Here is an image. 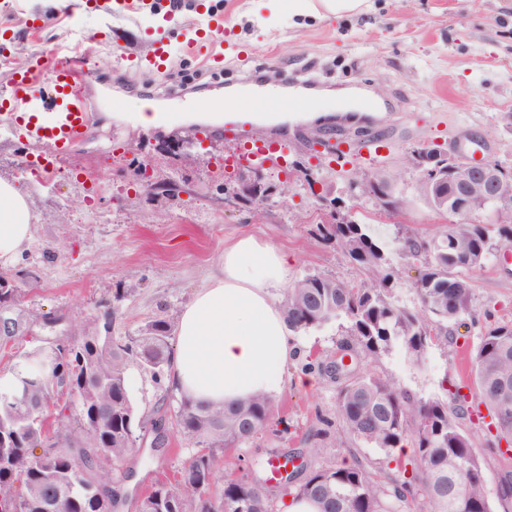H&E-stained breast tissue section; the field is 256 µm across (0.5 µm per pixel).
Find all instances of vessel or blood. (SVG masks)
Masks as SVG:
<instances>
[{
    "mask_svg": "<svg viewBox=\"0 0 512 512\" xmlns=\"http://www.w3.org/2000/svg\"><path fill=\"white\" fill-rule=\"evenodd\" d=\"M170 56L169 43L159 36L152 40L145 61L160 71L166 69ZM82 81L79 62L66 53L55 55L50 62L43 56H34L29 66L16 71L12 77L11 90L5 98L9 116L24 138L47 145L46 164L66 157L75 140L85 132L91 103L82 90ZM242 97L264 113H286L296 104L288 94L266 90L245 78L226 94L224 110L234 111ZM287 149V143L282 141L273 145L259 139L249 144L253 159L263 163H278L285 158Z\"/></svg>",
    "mask_w": 512,
    "mask_h": 512,
    "instance_id": "obj_1",
    "label": "vessel or blood"
}]
</instances>
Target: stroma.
Returning a JSON list of instances; mask_svg holds the SVG:
<instances>
[{"mask_svg":"<svg viewBox=\"0 0 512 512\" xmlns=\"http://www.w3.org/2000/svg\"><path fill=\"white\" fill-rule=\"evenodd\" d=\"M177 20L158 12L115 14L77 0H0V91L35 53L65 49L88 57L84 88L91 100L118 98V108L97 107L85 134L70 149L54 189L22 178L25 160L42 147L10 129L0 116V178L25 194L34 214L32 238L5 271L21 297L7 317L18 330L0 339V372L25 355L78 335L81 321L111 312L112 333L135 332L160 306L173 315L217 271L225 245L253 234L292 258L291 278L309 271L355 280L359 272L333 244L313 231L327 205L343 206L368 222L385 252L397 246L399 224L433 233L446 222L419 196L417 172L408 164L414 147L447 149L461 141L464 153L512 166V0H374L370 11L345 18H289L274 0H220L224 30L213 35L223 53L220 69L187 56L183 39L207 27L209 17L185 0ZM172 47L166 71L126 65L121 54L146 55L152 32ZM201 75L198 94L162 98L181 79ZM262 75L276 90L297 98L288 121L264 117L225 120L215 104L244 75ZM156 93L164 121L142 129L136 119L141 88ZM377 100V112L346 109L354 93ZM288 141V165L262 166L269 198L256 206L237 174L224 170V156L256 139ZM148 168L169 192L148 190L135 175ZM383 171L395 177L407 206L400 218L379 214L374 200L347 191L349 174ZM472 304L479 323L459 326L448 346L429 348L421 359L394 348L374 363L417 397L446 399L468 385L467 360L483 321H512V248L499 250L475 275ZM345 335L338 323L299 333V353L284 369L274 412L288 425L228 450L217 475L239 474L273 452L303 449L309 433L332 426L325 443L334 464L381 461L377 449L354 442L336 427L338 382L305 371L306 360L335 357ZM310 375L307 386L296 379ZM129 394L139 413L173 415L179 400L167 381L139 368L128 372ZM461 427L487 463V486L495 488L512 453L501 454L476 418ZM193 448L177 433L164 447L137 448L121 463L103 464L136 483L117 512H137L135 502L156 481L179 478Z\"/></svg>","mask_w":512,"mask_h":512,"instance_id":"obj_1","label":"stroma"}]
</instances>
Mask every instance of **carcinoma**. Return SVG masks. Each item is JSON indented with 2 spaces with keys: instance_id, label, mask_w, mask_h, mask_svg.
<instances>
[{
  "instance_id": "1",
  "label": "carcinoma",
  "mask_w": 512,
  "mask_h": 512,
  "mask_svg": "<svg viewBox=\"0 0 512 512\" xmlns=\"http://www.w3.org/2000/svg\"><path fill=\"white\" fill-rule=\"evenodd\" d=\"M353 197L396 207L392 180L376 176L348 184ZM316 236L333 242L364 278L339 280L306 273L288 284L283 310L295 333L346 318L349 339L339 349L353 364L344 371L336 413L343 431L355 440L384 452L386 461L373 467L360 460L350 465L321 464L328 449H310L308 467L292 472L297 483L271 489L265 476L270 457L252 476L224 477L219 483L215 463L229 448L281 424L273 420L272 400L256 395L231 405L179 399L173 428L197 451L189 457L179 479L157 482L138 503V512H275L278 497L291 495L320 505V512H493L487 497L486 465L473 448L459 420L463 400H424L393 380L359 362L372 363L397 344L418 359L430 347L448 343L452 325L472 307L473 263L512 246V211L505 208L494 222L479 216L462 218L428 237L403 226L395 253L387 254L361 221L319 224ZM415 266L417 304L409 307L396 297L397 266ZM177 321L164 307L136 334L104 336L84 321L81 334L68 351L60 346L28 354L9 368L18 389L0 393V496L19 499L17 512H96L99 497L115 508L124 501L121 484L106 479L95 464L100 454L125 458L132 451L131 434L156 426L138 415L129 396L127 374L137 364L155 376L170 365ZM471 376L479 403L491 412L497 440H512V323L484 328L471 361ZM68 385L82 400L66 415L43 417L50 402ZM409 444L416 454L408 461L393 457ZM44 448V456L34 454ZM498 500L512 503V471L502 473Z\"/></svg>"
}]
</instances>
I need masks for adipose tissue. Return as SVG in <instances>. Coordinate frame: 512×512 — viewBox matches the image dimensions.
<instances>
[{"label": "adipose tissue", "mask_w": 512, "mask_h": 512, "mask_svg": "<svg viewBox=\"0 0 512 512\" xmlns=\"http://www.w3.org/2000/svg\"><path fill=\"white\" fill-rule=\"evenodd\" d=\"M289 17H343L369 0H279ZM27 198L0 179V264L14 263L33 234ZM287 252L245 234L224 249L217 274L184 307L176 326L169 382L196 401L229 405L273 395L298 350L280 291L288 281Z\"/></svg>", "instance_id": "ef3b65f1"}]
</instances>
